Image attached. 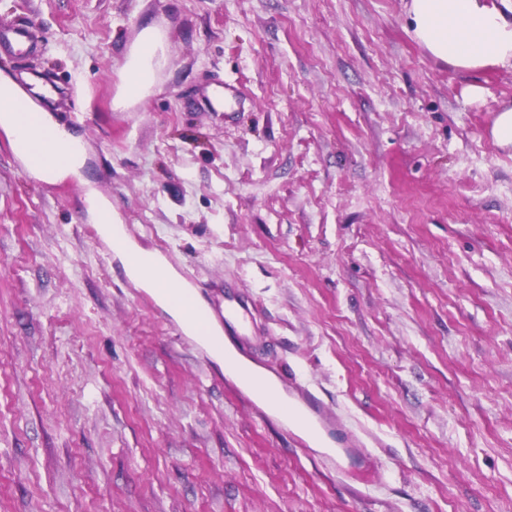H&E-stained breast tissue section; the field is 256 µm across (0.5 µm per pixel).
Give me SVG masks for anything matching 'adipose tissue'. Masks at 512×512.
<instances>
[{
  "instance_id": "1",
  "label": "adipose tissue",
  "mask_w": 512,
  "mask_h": 512,
  "mask_svg": "<svg viewBox=\"0 0 512 512\" xmlns=\"http://www.w3.org/2000/svg\"><path fill=\"white\" fill-rule=\"evenodd\" d=\"M409 25L415 39L434 57L458 68L471 70L499 64L512 65V0H410ZM158 45L142 40L125 66L126 100L143 95L154 82V59ZM19 88L12 78L0 74V127L15 146L24 137L50 132L56 143L73 146L66 165L52 169V176L82 168L85 149L78 137L60 130L44 110L23 121L11 112L9 103ZM128 277L138 286L154 290L160 306L173 317L181 308L172 295L183 288L180 275L152 251L136 245L117 249Z\"/></svg>"
}]
</instances>
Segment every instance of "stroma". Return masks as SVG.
Listing matches in <instances>:
<instances>
[{"label":"stroma","instance_id":"obj_1","mask_svg":"<svg viewBox=\"0 0 512 512\" xmlns=\"http://www.w3.org/2000/svg\"><path fill=\"white\" fill-rule=\"evenodd\" d=\"M409 0H0V73L83 141L22 172L0 128V512H512V66L414 39ZM158 79L116 107L127 56ZM212 303L321 447L143 302L87 226ZM37 45L35 26L29 20H18L0 27V49L16 57L30 54ZM183 291L182 310L189 323L200 322L201 328L208 333L215 319L223 328L224 341L240 349L251 345L256 312L253 300L224 291V305L218 301L212 308V314H204L195 308L190 290Z\"/></svg>","mask_w":512,"mask_h":512}]
</instances>
